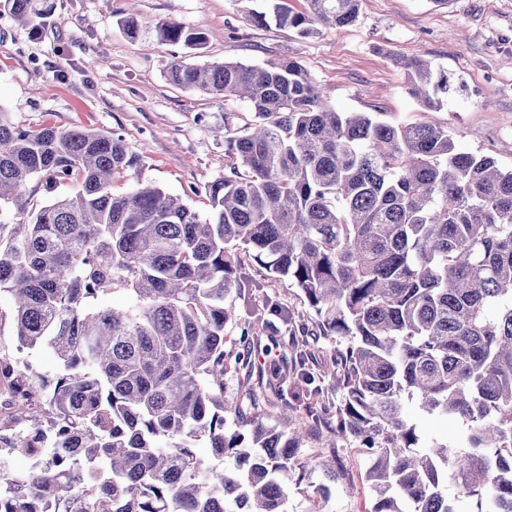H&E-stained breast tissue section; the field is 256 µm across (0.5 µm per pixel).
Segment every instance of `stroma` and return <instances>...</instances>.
<instances>
[{
	"instance_id": "1",
	"label": "stroma",
	"mask_w": 512,
	"mask_h": 512,
	"mask_svg": "<svg viewBox=\"0 0 512 512\" xmlns=\"http://www.w3.org/2000/svg\"><path fill=\"white\" fill-rule=\"evenodd\" d=\"M127 0H38L42 24H19L0 6V110L33 129L53 125L87 127L123 139L140 156L137 169L115 184L116 192L143 181L208 216L207 185L222 176L228 158L214 131L225 113L233 123H248L249 104L175 84L174 58L198 65L241 62L261 65L282 58L300 62L323 86L331 103L347 112L382 110L393 123L427 121L448 129L468 150L512 166V0H361L351 25L317 26L307 36L276 24L247 22L245 0H136L144 26L137 37L121 21ZM174 22L200 30L201 48L159 41L155 26ZM423 55L451 80L440 109L427 111L406 89L402 60ZM243 263L262 289L253 302L271 297L286 304L298 326L312 330L314 310L288 278H275L241 250ZM252 354L250 375L225 377L227 397H244L248 386L265 377L271 361L290 355L289 337L269 332ZM336 345L319 339L311 365L323 393L302 398L307 435L290 474L288 512H372L373 493L364 473L369 459L350 438L326 437L336 425L334 408L343 390L323 369ZM404 412L423 443L457 445L463 426L457 419L422 411L406 400ZM337 457L336 479L308 473L303 464Z\"/></svg>"
}]
</instances>
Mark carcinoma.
<instances>
[{
	"label": "carcinoma",
	"instance_id": "1",
	"mask_svg": "<svg viewBox=\"0 0 512 512\" xmlns=\"http://www.w3.org/2000/svg\"><path fill=\"white\" fill-rule=\"evenodd\" d=\"M360 0H306L275 20L301 35L354 23ZM19 21L34 0H5ZM161 41L198 48L203 33L156 25ZM425 110L448 73L402 61ZM178 84L247 100L253 119L224 124V176L205 219L151 184L112 187L140 164L124 141L90 128L29 130L0 110V294L11 297L15 355L0 380L29 403L26 454L0 427V512H285L306 428L286 386L314 383L306 348L249 389L253 414L224 396L250 366L264 327L288 307H252L243 350L225 349L231 294L256 284L238 246L292 281L344 390L328 441L350 437L374 462L373 512H512V167L457 146L425 121L342 112L292 58L264 65L175 60ZM47 193L31 204L30 184ZM64 183L71 194L56 193ZM116 293L126 305H107ZM45 350L59 372L34 367ZM464 426L456 447L419 445L404 397ZM277 412L268 429L259 413ZM206 439L220 466L194 451Z\"/></svg>",
	"mask_w": 512,
	"mask_h": 512
}]
</instances>
